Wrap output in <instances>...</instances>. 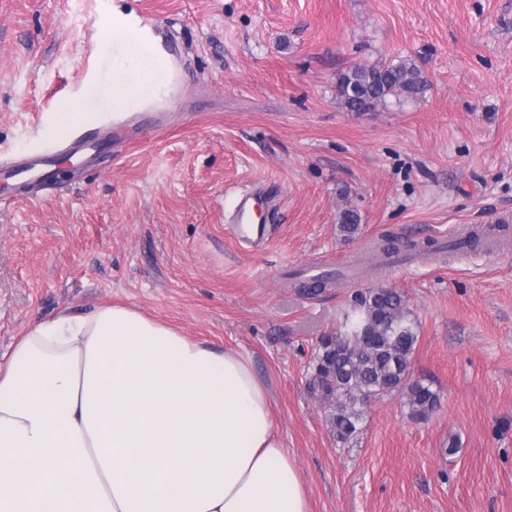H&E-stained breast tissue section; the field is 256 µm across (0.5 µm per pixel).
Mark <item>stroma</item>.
I'll use <instances>...</instances> for the list:
<instances>
[{"label":"stroma","instance_id":"obj_1","mask_svg":"<svg viewBox=\"0 0 512 512\" xmlns=\"http://www.w3.org/2000/svg\"><path fill=\"white\" fill-rule=\"evenodd\" d=\"M116 6L181 78L98 168L30 198L0 183V354L61 312L129 305L251 355L309 512H512V251L449 248L459 224L512 239V0H0V153L55 142L64 107L111 79ZM398 57L422 97L338 104L337 73ZM261 185L274 239L252 250L230 224ZM387 235L429 251L376 266ZM318 273L336 284L300 288ZM378 286L404 296L410 373L440 403L415 420L385 395L343 443L310 364L351 295Z\"/></svg>","mask_w":512,"mask_h":512}]
</instances>
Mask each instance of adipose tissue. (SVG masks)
<instances>
[{"mask_svg":"<svg viewBox=\"0 0 512 512\" xmlns=\"http://www.w3.org/2000/svg\"><path fill=\"white\" fill-rule=\"evenodd\" d=\"M112 82L65 122L165 106L177 73L112 14ZM0 512H308L250 355L126 305L43 320L0 356Z\"/></svg>","mask_w":512,"mask_h":512,"instance_id":"ef3b65f1","label":"adipose tissue"}]
</instances>
